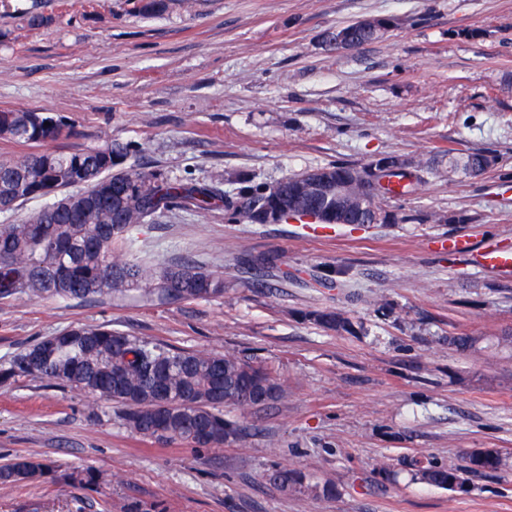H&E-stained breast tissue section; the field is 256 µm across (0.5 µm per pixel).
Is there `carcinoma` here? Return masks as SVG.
Listing matches in <instances>:
<instances>
[{
	"label": "carcinoma",
	"mask_w": 512,
	"mask_h": 512,
	"mask_svg": "<svg viewBox=\"0 0 512 512\" xmlns=\"http://www.w3.org/2000/svg\"><path fill=\"white\" fill-rule=\"evenodd\" d=\"M170 0H136L144 18L164 15ZM350 47L369 44L379 35L354 23L344 26ZM42 112L15 109L0 112V139L23 143L36 151L20 159H0V195L23 202L52 197L54 201L11 224H0V298L92 301L104 296L181 303L224 295V275L209 272L186 259L159 266L137 256L133 229L154 224L173 210L208 212L222 209L244 224H262L270 206L267 185L237 176V192L223 182L209 184L173 178L160 169L127 164L129 148L117 141L56 152L45 145L61 138L67 120L46 126ZM387 184L377 189L380 205L414 192L423 182L419 165H397ZM493 158L480 151L448 150V172L477 176ZM366 165L328 164L277 181L278 201L302 217L307 211L328 215L336 210V191L358 183ZM352 224L373 223V212L347 197ZM302 317L336 331H351L344 313L308 310ZM35 361H27L31 354ZM35 375L54 385L70 386L120 410L123 424L145 439L165 444L183 442L221 448L237 437L222 408L247 410L281 398L284 385L274 366L233 353L187 350L140 339L105 326L79 327L51 336L20 354L0 380ZM508 466L497 448L467 453L461 465L432 461L415 464L414 479L451 492L468 490V476L497 473ZM51 467L29 460L21 472L13 463L0 469V482L12 483L50 475ZM283 490L310 497L317 486L295 470L273 474Z\"/></svg>",
	"instance_id": "carcinoma-1"
}]
</instances>
